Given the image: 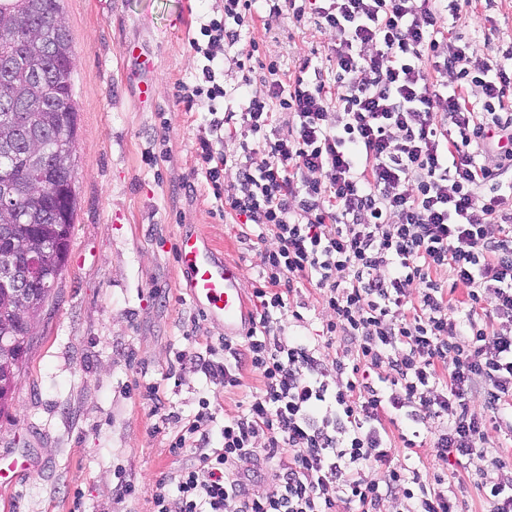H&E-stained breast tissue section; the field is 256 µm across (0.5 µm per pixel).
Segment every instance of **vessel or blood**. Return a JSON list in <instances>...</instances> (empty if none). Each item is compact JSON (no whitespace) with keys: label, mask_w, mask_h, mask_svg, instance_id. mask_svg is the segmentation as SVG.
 I'll return each mask as SVG.
<instances>
[{"label":"vessel or blood","mask_w":512,"mask_h":512,"mask_svg":"<svg viewBox=\"0 0 512 512\" xmlns=\"http://www.w3.org/2000/svg\"><path fill=\"white\" fill-rule=\"evenodd\" d=\"M176 258L182 273L181 288L209 320L223 327L225 337L245 335L250 319L241 288V266L216 253L198 231L182 232ZM31 467L29 458L0 452V486L12 485Z\"/></svg>","instance_id":"obj_1"}]
</instances>
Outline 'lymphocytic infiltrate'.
<instances>
[{
    "mask_svg": "<svg viewBox=\"0 0 512 512\" xmlns=\"http://www.w3.org/2000/svg\"><path fill=\"white\" fill-rule=\"evenodd\" d=\"M458 0H224L190 38L204 64L177 96L211 103L201 171L223 210L258 230L251 327L190 356L212 381L260 386L216 420L199 404L171 443L193 463L157 481L152 512H457L448 481L408 461L421 444L449 462L480 460L488 512H512V50L490 64L444 33ZM291 15L336 32L331 72L265 66L261 91L240 65L235 90L216 68L255 16ZM340 94L326 96L327 81ZM480 101H472V90ZM240 114L225 111L230 95ZM286 115V136L267 133ZM246 127L252 142L222 144ZM231 192H224V185ZM464 286L451 302L440 276ZM330 313L324 348L285 339L300 283ZM399 427L391 438V427ZM273 462L266 489L234 468Z\"/></svg>",
    "mask_w": 512,
    "mask_h": 512,
    "instance_id": "f902f5d3",
    "label": "lymphocytic infiltrate"
}]
</instances>
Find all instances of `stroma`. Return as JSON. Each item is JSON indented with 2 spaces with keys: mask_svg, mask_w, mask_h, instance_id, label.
Masks as SVG:
<instances>
[{
  "mask_svg": "<svg viewBox=\"0 0 512 512\" xmlns=\"http://www.w3.org/2000/svg\"><path fill=\"white\" fill-rule=\"evenodd\" d=\"M224 0H61L73 50L72 82L80 107L74 156L78 205L67 264L0 414V452L33 460L11 489L0 487V512H150L160 478L192 461L170 441L208 400L218 420L235 413L253 373L230 390L203 372L176 366L183 350L206 354L224 332L177 284L176 244L184 227L204 233L244 270L252 295L259 247L250 225L219 214L198 168L207 132V100H177L175 88L203 65L189 40ZM255 56L297 71L304 59L328 67L334 31L280 18L255 20ZM455 31L491 63L512 46V0H466ZM151 86L150 104L140 101ZM302 320L286 317L287 337L318 335L328 314L318 293L302 286ZM157 384L159 402L144 394ZM135 487L113 493L118 477Z\"/></svg>",
  "mask_w": 512,
  "mask_h": 512,
  "instance_id": "stroma-1",
  "label": "stroma"
}]
</instances>
